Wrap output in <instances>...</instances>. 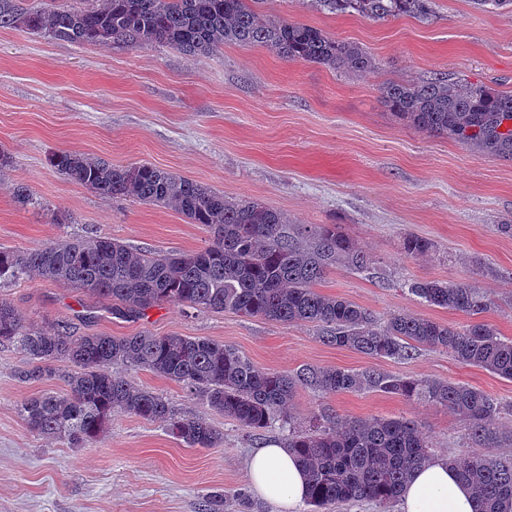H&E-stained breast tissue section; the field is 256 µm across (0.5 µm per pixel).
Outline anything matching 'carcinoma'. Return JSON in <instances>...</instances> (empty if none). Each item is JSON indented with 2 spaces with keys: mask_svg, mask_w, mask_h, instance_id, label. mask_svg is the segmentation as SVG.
<instances>
[{
  "mask_svg": "<svg viewBox=\"0 0 512 512\" xmlns=\"http://www.w3.org/2000/svg\"><path fill=\"white\" fill-rule=\"evenodd\" d=\"M330 14L373 20L401 15L427 20L434 0H310ZM259 0H99L73 6L67 0H0V29L22 28L54 40L138 49L166 45L207 55L233 43L261 46L286 61L323 65L348 74L376 61L356 43L340 41L300 22L259 12ZM383 102L407 124L498 157H512V92L435 78L390 81ZM51 166L95 194L133 198L172 209L205 226L209 244L193 252L136 249L107 235L69 238L38 249H0V288L34 278L69 285L112 303V313L144 316L167 303L320 328L322 343L373 359L402 360L426 347L456 361L512 380V339L479 315L512 298H491L469 283L410 279L412 296L430 306L463 312L456 327L430 318L394 313L382 321L355 302L317 290L334 267L369 268L367 255L336 224H290L279 210L233 199L151 163L113 165L73 151L50 157ZM433 243L407 235L402 250L423 256ZM16 347L31 363L24 379L57 376L61 392L25 400L19 413L35 432L65 439L76 448L95 440L115 412L164 423L191 448H216L223 435L203 417L181 414L167 399L132 384L119 368L133 365L181 383L188 395L257 435L280 423L285 447L309 475L307 512L339 504L391 503L411 474L431 460L421 425L407 418L368 417L343 425L321 411L306 430L284 414L301 390L318 396L379 391L452 409L471 440L497 442L496 418L512 403L463 383L400 377L374 368L349 370L302 365L288 372L262 371L236 348L178 334L76 335L64 321L26 322L0 298V345ZM458 478L478 498V512H506L512 505V456L463 450L448 458Z\"/></svg>",
  "mask_w": 512,
  "mask_h": 512,
  "instance_id": "obj_1",
  "label": "carcinoma"
}]
</instances>
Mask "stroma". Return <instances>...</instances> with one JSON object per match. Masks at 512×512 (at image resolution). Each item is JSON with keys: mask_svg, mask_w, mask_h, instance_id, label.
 Segmentation results:
<instances>
[{"mask_svg": "<svg viewBox=\"0 0 512 512\" xmlns=\"http://www.w3.org/2000/svg\"><path fill=\"white\" fill-rule=\"evenodd\" d=\"M264 14L305 23L357 43L375 70L348 75L284 60L259 46L227 45L189 56L166 46L130 50L56 41L0 29V247L32 250L68 237L105 234L155 251L205 247L208 233L174 210L89 192L50 165L51 154L79 152L115 165L148 162L231 198L281 210L293 224H338L371 258L363 273L329 271L320 292L349 299L378 318L405 312L465 325L466 314L427 305L404 280L468 282L501 298L512 294V159L476 152L397 120L380 98L388 80L463 78L512 90V11H480L471 0H435L431 19L374 21L331 15L307 0H263ZM32 196L20 207L15 186ZM66 215V223L53 219ZM435 249L409 258L407 235ZM31 322L62 320L77 334L148 331L232 345L264 371L308 364L375 367L403 377L450 380L512 401V380L421 347L404 360L373 359L323 344L308 323H277L170 303L143 317H121L108 303L48 280L0 288ZM24 356L0 345V512H201L213 492L249 488L247 459L260 443L283 442L276 427L259 437L199 401L182 384L135 366V385L169 399L187 416L223 432L219 448H189L163 426L114 414L82 448L45 438L19 413L21 403L59 378L24 380ZM346 419L417 420L437 458L471 442L447 408L381 392L325 397L299 391L292 412L310 423L319 408Z\"/></svg>", "mask_w": 512, "mask_h": 512, "instance_id": "35a3bbf8", "label": "stroma"}]
</instances>
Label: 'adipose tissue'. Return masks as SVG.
<instances>
[{
	"mask_svg": "<svg viewBox=\"0 0 512 512\" xmlns=\"http://www.w3.org/2000/svg\"><path fill=\"white\" fill-rule=\"evenodd\" d=\"M252 489L280 512H293L308 494V476L295 456L279 444L258 448L248 461ZM402 512H477L471 488L461 483L447 460L417 470L401 496Z\"/></svg>",
	"mask_w": 512,
	"mask_h": 512,
	"instance_id": "obj_1",
	"label": "adipose tissue"
}]
</instances>
